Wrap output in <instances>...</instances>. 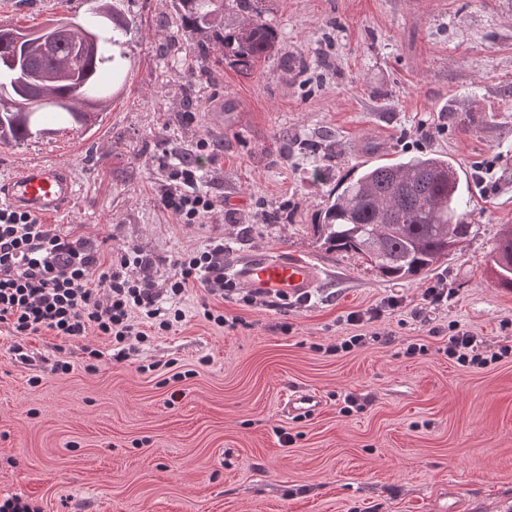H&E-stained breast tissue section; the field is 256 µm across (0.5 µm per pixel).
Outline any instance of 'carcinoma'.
Listing matches in <instances>:
<instances>
[{"instance_id": "1", "label": "carcinoma", "mask_w": 512, "mask_h": 512, "mask_svg": "<svg viewBox=\"0 0 512 512\" xmlns=\"http://www.w3.org/2000/svg\"><path fill=\"white\" fill-rule=\"evenodd\" d=\"M248 15L235 28L220 16L225 0H178L180 26L207 31L190 53L209 76L229 62L248 73L274 51L277 36L264 22L259 0H231ZM87 23L65 14L68 30L55 34L51 49L39 39L21 40L25 29L0 26V143L45 134L44 125L64 122L91 127L109 97L103 86L120 74L115 47L122 46L130 20L115 0H94ZM222 49L216 54V49ZM40 93L64 106L29 112L26 97ZM467 200L454 161L434 153L364 168L347 179L320 209L314 228L337 251H353L388 280L421 279L470 236ZM494 265L500 286L512 289V225L501 230Z\"/></svg>"}]
</instances>
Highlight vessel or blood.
I'll return each instance as SVG.
<instances>
[{
	"label": "vessel or blood",
	"instance_id": "b4317fda",
	"mask_svg": "<svg viewBox=\"0 0 512 512\" xmlns=\"http://www.w3.org/2000/svg\"><path fill=\"white\" fill-rule=\"evenodd\" d=\"M76 195V183L59 165H39L0 181V200L28 210L40 217L63 213ZM236 278L256 293L291 300L304 297L315 288L319 274L299 256L282 254L257 257L235 273ZM317 395L293 390L286 396L287 412L298 414L315 410Z\"/></svg>",
	"mask_w": 512,
	"mask_h": 512
}]
</instances>
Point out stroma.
I'll use <instances>...</instances> for the list:
<instances>
[{"label":"stroma","mask_w":512,"mask_h":512,"mask_svg":"<svg viewBox=\"0 0 512 512\" xmlns=\"http://www.w3.org/2000/svg\"><path fill=\"white\" fill-rule=\"evenodd\" d=\"M120 7L132 24L108 109L88 128L0 144V179L65 167L78 194L50 227L139 247L160 282L172 257L215 237L225 279L284 252L320 280L310 302L284 308L244 288L211 299L224 327L192 288L183 321L124 361L102 336L64 345L66 373L50 370L52 332L28 338L26 363L0 333V496L41 512H512V354L474 368L446 353L452 322L491 348L512 343V291L493 272L512 225V0H264L275 51L251 75L226 64L211 80L188 52L203 34L181 29L174 0ZM59 13L58 0H0V24ZM189 84L196 104L175 118ZM465 112L473 123H459ZM201 140L199 188L216 208L181 224L159 196ZM320 143L330 158L312 152ZM421 152L454 159L471 189L458 254L427 279L389 282L323 244L313 226L343 179ZM439 282L451 300L426 304ZM392 295L398 312L346 323ZM356 334L363 345L336 352ZM413 343L424 353L407 355ZM87 347L104 353L92 372ZM291 390L320 407L287 414ZM349 395L362 412L344 413Z\"/></svg>","instance_id":"1"}]
</instances>
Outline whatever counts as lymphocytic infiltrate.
I'll list each match as a JSON object with an SVG mask.
<instances>
[{
  "mask_svg": "<svg viewBox=\"0 0 512 512\" xmlns=\"http://www.w3.org/2000/svg\"><path fill=\"white\" fill-rule=\"evenodd\" d=\"M199 167L181 164L161 193V209L183 224H201L215 209L211 196L198 188ZM166 287L156 285L154 262L130 247L104 260L100 242L57 232L35 214L0 206V327L15 341L12 351L26 360V340L42 331L72 342L95 332L115 344L112 358L122 361L147 334L133 314L151 326L169 330L181 321L178 307L188 288L201 285L206 295L233 291L224 279V243L210 241L203 250L170 261ZM483 337L457 323L448 327L449 359L482 365Z\"/></svg>",
  "mask_w": 512,
  "mask_h": 512,
  "instance_id": "lymphocytic-infiltrate-1",
  "label": "lymphocytic infiltrate"
}]
</instances>
